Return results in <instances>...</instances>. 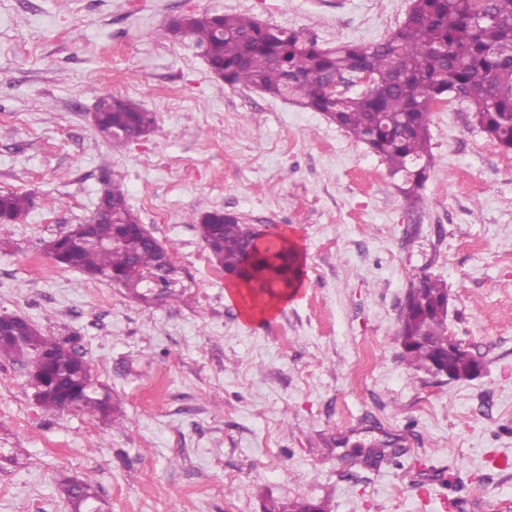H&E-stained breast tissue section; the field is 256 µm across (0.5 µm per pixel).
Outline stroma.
<instances>
[{
	"mask_svg": "<svg viewBox=\"0 0 512 512\" xmlns=\"http://www.w3.org/2000/svg\"><path fill=\"white\" fill-rule=\"evenodd\" d=\"M411 0H0V190L34 196L0 224V314L75 337L111 419L41 408L0 358V512H512V152L451 99L410 207L379 157L325 115L211 74L159 39L174 16L242 13L320 44L382 41ZM120 94L153 112L114 149L89 115ZM180 267L150 302L59 268L51 238L106 183ZM272 225L304 285L245 319L191 219ZM448 288V331L481 360L451 381L402 362L399 314L422 274ZM233 484V496L224 493ZM92 488L85 483H78L72 480L65 481L61 486V491L69 502L75 508V512H86L85 504H92L97 511L104 512L101 504H95L99 501L95 492H91ZM81 508L83 511H81Z\"/></svg>",
	"mask_w": 512,
	"mask_h": 512,
	"instance_id": "stroma-1",
	"label": "stroma"
}]
</instances>
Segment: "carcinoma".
<instances>
[{"mask_svg": "<svg viewBox=\"0 0 512 512\" xmlns=\"http://www.w3.org/2000/svg\"><path fill=\"white\" fill-rule=\"evenodd\" d=\"M164 40L188 41L224 83L252 87L268 96L293 99L324 114L383 160L415 200L428 179L429 123L433 106L459 91L472 120L487 137L512 151V0H412L404 21L383 41L323 46L314 39L270 26L255 17L195 13L173 19L159 32ZM370 74L372 90L341 99L330 90L335 76ZM100 130L112 144L150 134L153 113L131 99L104 97ZM34 205L28 193H0V223L9 224ZM98 206L106 216L91 225L96 243L81 242L82 225L46 242L47 253L63 268L106 279L139 294L159 298L178 273L168 250L139 233L140 222L118 184L105 189ZM213 261L242 281L257 308L277 289L294 286L300 269L285 242L254 245L257 230L241 217L215 209L192 218ZM251 258H246L248 248ZM448 289L428 274L418 277L399 318L402 358L419 369L436 358L450 362L458 377L477 361L473 353L448 358ZM70 341L36 332L29 341L0 343V355L27 366L47 367L46 357L64 373L43 384L39 403L48 411L77 409L112 415L111 396L98 395L91 370L73 364ZM61 491L81 512L99 498L85 483L65 481ZM266 512H326L324 505L295 502Z\"/></svg>", "mask_w": 512, "mask_h": 512, "instance_id": "1", "label": "carcinoma"}]
</instances>
